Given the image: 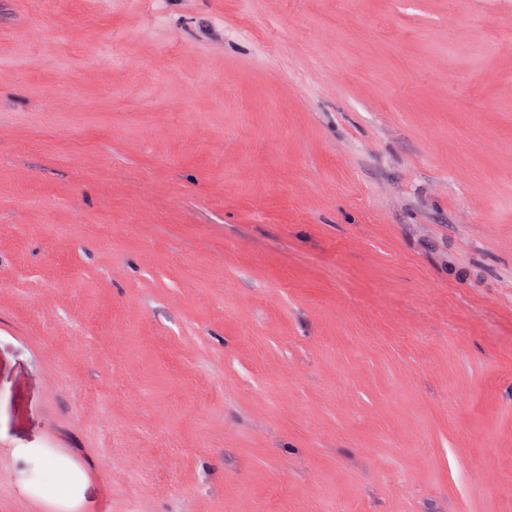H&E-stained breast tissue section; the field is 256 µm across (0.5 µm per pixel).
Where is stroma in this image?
<instances>
[{"mask_svg": "<svg viewBox=\"0 0 512 512\" xmlns=\"http://www.w3.org/2000/svg\"><path fill=\"white\" fill-rule=\"evenodd\" d=\"M0 512H512V0H0Z\"/></svg>", "mask_w": 512, "mask_h": 512, "instance_id": "1", "label": "stroma"}]
</instances>
